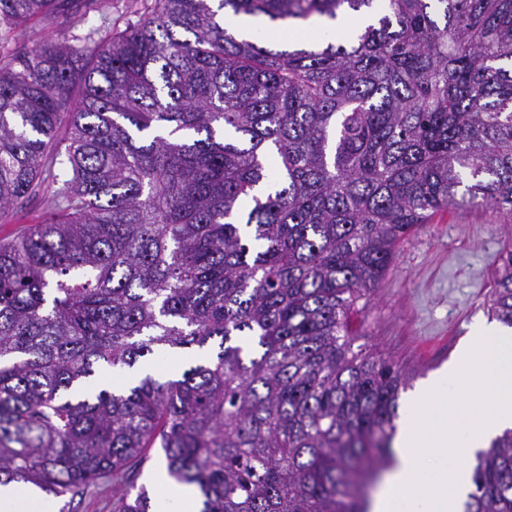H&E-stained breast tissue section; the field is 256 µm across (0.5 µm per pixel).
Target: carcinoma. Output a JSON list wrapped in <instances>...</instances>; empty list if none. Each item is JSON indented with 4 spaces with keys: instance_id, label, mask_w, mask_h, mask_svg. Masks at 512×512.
Here are the masks:
<instances>
[{
    "instance_id": "obj_1",
    "label": "carcinoma",
    "mask_w": 512,
    "mask_h": 512,
    "mask_svg": "<svg viewBox=\"0 0 512 512\" xmlns=\"http://www.w3.org/2000/svg\"><path fill=\"white\" fill-rule=\"evenodd\" d=\"M97 0H0V44ZM363 17L272 48L243 17ZM0 68V487L62 503L112 481L152 512L153 448L200 512H368L405 369L353 351L400 243L450 207L512 223V0H154L110 42ZM512 328V240L488 308ZM177 379L92 387L171 350ZM467 512H512V429ZM53 186L43 185L36 195L15 204L7 213L0 212V241H8L30 224H40L53 203Z\"/></svg>"
}]
</instances>
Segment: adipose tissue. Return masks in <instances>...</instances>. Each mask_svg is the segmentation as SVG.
<instances>
[{
    "label": "adipose tissue",
    "mask_w": 512,
    "mask_h": 512,
    "mask_svg": "<svg viewBox=\"0 0 512 512\" xmlns=\"http://www.w3.org/2000/svg\"><path fill=\"white\" fill-rule=\"evenodd\" d=\"M512 428V329L479 321L448 373L404 402L370 512H463L478 451Z\"/></svg>",
    "instance_id": "ef3b65f1"
}]
</instances>
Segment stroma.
<instances>
[{
	"mask_svg": "<svg viewBox=\"0 0 512 512\" xmlns=\"http://www.w3.org/2000/svg\"><path fill=\"white\" fill-rule=\"evenodd\" d=\"M154 0H105L101 10H72L49 21L32 22L0 48V66L61 36L92 35L102 41L145 17ZM53 203V189L0 213V241L42 223ZM512 223L486 208H451L408 236L366 309L355 349L380 352L416 373L424 383L447 371L470 334L474 319H487L495 276Z\"/></svg>",
	"mask_w": 512,
	"mask_h": 512,
	"instance_id": "stroma-1",
	"label": "stroma"
}]
</instances>
